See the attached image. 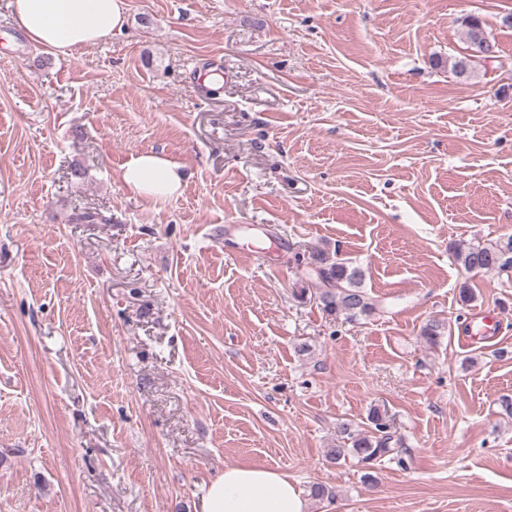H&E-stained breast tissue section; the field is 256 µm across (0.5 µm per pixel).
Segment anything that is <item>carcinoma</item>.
<instances>
[{
	"label": "carcinoma",
	"mask_w": 512,
	"mask_h": 512,
	"mask_svg": "<svg viewBox=\"0 0 512 512\" xmlns=\"http://www.w3.org/2000/svg\"><path fill=\"white\" fill-rule=\"evenodd\" d=\"M462 23L467 32V49L492 45L479 17L466 16ZM453 257L468 272H511L512 235L483 246L459 243L453 248ZM318 275L327 284L318 298L328 314L355 321L376 310L375 302L363 288L361 268L338 260L320 267ZM444 333L445 324L436 320L427 322L421 331L422 338L431 346L438 344ZM370 423V429L364 431L351 423H340L339 433L344 443L326 449L327 457L336 463L351 458L364 467L387 456L401 458L402 442L395 438L386 419L375 410Z\"/></svg>",
	"instance_id": "1"
}]
</instances>
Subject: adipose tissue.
Here are the masks:
<instances>
[{
  "label": "adipose tissue",
  "instance_id": "1",
  "mask_svg": "<svg viewBox=\"0 0 512 512\" xmlns=\"http://www.w3.org/2000/svg\"><path fill=\"white\" fill-rule=\"evenodd\" d=\"M30 40L47 53L67 57L97 44L125 22V0H12ZM184 175L158 153L125 167L123 183L149 197L177 194ZM308 499L286 473L269 467L230 465L208 482L201 512H307Z\"/></svg>",
  "mask_w": 512,
  "mask_h": 512
}]
</instances>
